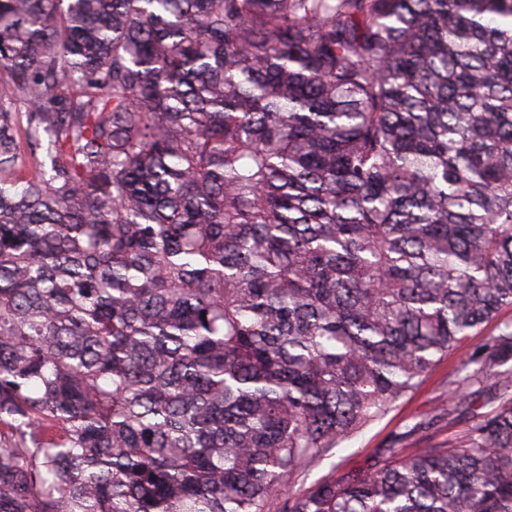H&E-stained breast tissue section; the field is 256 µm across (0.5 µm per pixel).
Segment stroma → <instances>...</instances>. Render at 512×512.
Listing matches in <instances>:
<instances>
[{
  "mask_svg": "<svg viewBox=\"0 0 512 512\" xmlns=\"http://www.w3.org/2000/svg\"><path fill=\"white\" fill-rule=\"evenodd\" d=\"M480 342V337L473 336L449 351L406 397L309 468L295 481L294 490L308 489L332 472L340 473L365 466L377 449L392 447L397 436L405 432L408 425L420 424L421 429L415 438L423 445L442 441L448 434L463 429L464 419L453 421L444 413L448 405V375Z\"/></svg>",
  "mask_w": 512,
  "mask_h": 512,
  "instance_id": "35a3bbf8",
  "label": "stroma"
}]
</instances>
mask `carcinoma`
Wrapping results in <instances>:
<instances>
[{"instance_id": "cac0c4a2", "label": "carcinoma", "mask_w": 512, "mask_h": 512, "mask_svg": "<svg viewBox=\"0 0 512 512\" xmlns=\"http://www.w3.org/2000/svg\"><path fill=\"white\" fill-rule=\"evenodd\" d=\"M0 512H512L461 431L278 491L512 307V0H0ZM43 148L39 149L35 154L24 148L21 159L14 168L13 177H27L34 173L41 162L45 163V169L49 171L50 162L46 156L45 148L47 146L48 137L46 134L41 135Z\"/></svg>"}]
</instances>
